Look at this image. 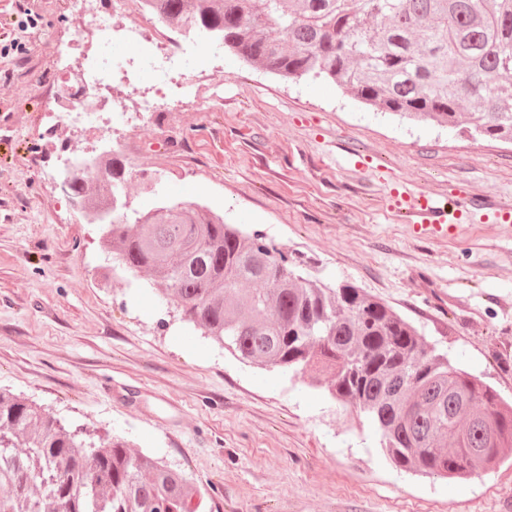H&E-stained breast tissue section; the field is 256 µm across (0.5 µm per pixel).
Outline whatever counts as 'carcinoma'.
I'll list each match as a JSON object with an SVG mask.
<instances>
[{
	"label": "carcinoma",
	"mask_w": 512,
	"mask_h": 512,
	"mask_svg": "<svg viewBox=\"0 0 512 512\" xmlns=\"http://www.w3.org/2000/svg\"><path fill=\"white\" fill-rule=\"evenodd\" d=\"M170 28H190L288 79L331 81L381 112L432 121L476 140L512 141V0H147ZM363 49L369 58H359ZM116 155L70 177L101 221L118 269L147 273L181 319L238 360L291 371L368 418L403 471L463 482L512 451V403L452 365L387 303L328 285L304 262L195 202L148 209L122 198ZM185 472L127 441L59 419L0 389V512H204Z\"/></svg>",
	"instance_id": "cac0c4a2"
}]
</instances>
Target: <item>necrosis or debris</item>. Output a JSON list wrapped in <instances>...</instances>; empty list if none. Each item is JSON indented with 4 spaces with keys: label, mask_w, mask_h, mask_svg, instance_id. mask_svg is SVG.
I'll return each instance as SVG.
<instances>
[{
    "label": "necrosis or debris",
    "mask_w": 512,
    "mask_h": 512,
    "mask_svg": "<svg viewBox=\"0 0 512 512\" xmlns=\"http://www.w3.org/2000/svg\"><path fill=\"white\" fill-rule=\"evenodd\" d=\"M68 8L81 24L76 41L87 49L76 64L64 65L50 92V140H68L81 131L112 134L111 118L116 114L130 127H143L147 113L156 110V101L145 97L128 103L120 85L146 66L165 78L182 75L180 94H198L200 87L187 74L180 50L165 24L145 10L144 0H68ZM118 43L135 47L136 55L105 56V47Z\"/></svg>",
    "instance_id": "necrosis-or-debris-1"
}]
</instances>
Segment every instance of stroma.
<instances>
[{
  "instance_id": "obj_1",
  "label": "stroma",
  "mask_w": 512,
  "mask_h": 512,
  "mask_svg": "<svg viewBox=\"0 0 512 512\" xmlns=\"http://www.w3.org/2000/svg\"><path fill=\"white\" fill-rule=\"evenodd\" d=\"M30 54L0 58V388L63 423L109 430L184 469L206 512H512V461L456 483L397 469L379 434L327 390L239 362L105 262L47 169L96 147L50 148L47 97L74 38L67 0H36ZM204 100L141 71L130 99H159L145 132L114 143L126 171L170 201H195L260 232L310 274L380 298L512 401V143L374 112L336 85L251 66L186 43ZM461 195L473 217L428 238L398 212L419 195Z\"/></svg>"
}]
</instances>
